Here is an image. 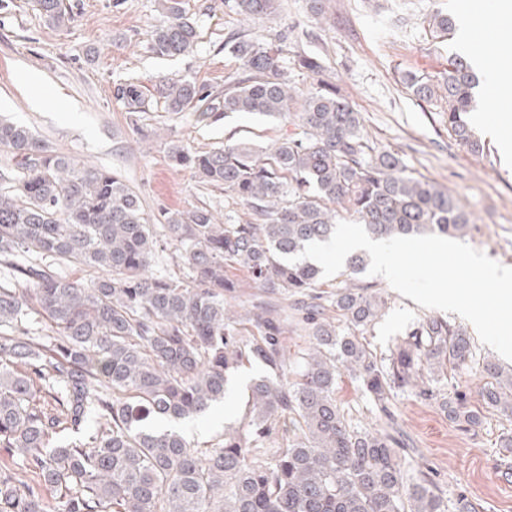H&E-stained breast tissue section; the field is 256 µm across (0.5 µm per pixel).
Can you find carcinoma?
<instances>
[{"mask_svg": "<svg viewBox=\"0 0 512 512\" xmlns=\"http://www.w3.org/2000/svg\"><path fill=\"white\" fill-rule=\"evenodd\" d=\"M45 21L67 26L63 0H35ZM248 18L269 19L278 0H235ZM168 23L154 30L159 57L193 50L194 22L183 0H162ZM436 38L453 34L452 16L434 12ZM284 40L260 44L231 35L225 47L248 75L214 95L186 79L162 77L154 91L169 112L202 118L288 117L300 132L263 150L251 143L212 151L169 147L174 165L247 206L253 221L220 224L210 209L163 214L154 231L140 196L108 168H91L49 150L29 128L0 121V512H445L427 477L407 473L403 441L353 423L336 399L345 369L376 410L394 420L397 388L437 400L466 428L490 416L512 418V371L476 360L467 331L444 318L418 319L386 355L363 342L387 300L353 278L365 266L347 259L345 279L323 298L319 269L291 263L306 244L330 238L349 215L375 240L435 233L468 236L472 221L447 191L408 170L395 152L370 145L360 113L323 80L303 91L279 70ZM295 64L323 71L307 53ZM403 83L420 101L439 102L448 132L471 152L484 150L466 115L479 78L455 54L430 76ZM114 96L129 112L148 104L125 81ZM177 246L190 281L150 272L159 238ZM68 262L100 275H60ZM243 273L238 279L228 275ZM259 288L251 311L231 309L224 293ZM302 313L309 347L288 360L285 302ZM52 336L32 332L30 314ZM269 371L252 381L239 422L199 451L167 424L224 400L229 375L245 362ZM477 364L480 403L444 392L448 370ZM288 429L285 443L269 438Z\"/></svg>", "mask_w": 512, "mask_h": 512, "instance_id": "obj_1", "label": "carcinoma"}]
</instances>
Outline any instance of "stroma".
Here are the masks:
<instances>
[{"instance_id":"1","label":"stroma","mask_w":512,"mask_h":512,"mask_svg":"<svg viewBox=\"0 0 512 512\" xmlns=\"http://www.w3.org/2000/svg\"><path fill=\"white\" fill-rule=\"evenodd\" d=\"M72 19L64 29L49 26L32 0H0V119L31 128L51 150L93 167L121 174L141 197L154 220L164 212L210 207L217 218H248L246 208L223 188L201 183L193 172L171 165L167 149L176 142L198 151L248 140L267 147L294 135L285 119L240 115L199 120L197 112L165 111L151 97L145 112L130 118L113 96L115 84L131 80L152 88L156 77L194 81L213 93L244 75V66L224 48L228 36L247 27L261 43L283 41L280 73L290 83L310 88L311 77L294 63L299 52L318 55L325 74L360 112L373 146L398 153L414 176L437 183L470 213L467 244L497 262L512 266V154L501 139L512 140V101L476 97V110L496 113L500 126L479 130L482 154L471 153L448 132L443 104L416 100L403 74L431 75L457 54L456 40L431 38L433 12L458 14L461 4L493 14L498 0H325L317 18L309 0H280L273 18L244 24L232 0H183L195 23L193 52L159 57L149 50L154 30L167 17L158 0H64ZM40 77L26 83L27 74ZM388 299L384 317L365 341L387 354L426 314L380 276L357 275ZM265 372L242 366L230 379V394L205 414L187 420L182 430L193 446L209 447L226 425L237 423L251 381ZM341 406L363 426L394 427L406 439L409 474L424 473L437 487L446 512H457L467 498L478 512H512V456L500 446L512 420L492 416L478 428L461 430L438 402L409 388L396 390L393 418L374 409L359 382L342 373L336 390Z\"/></svg>"}]
</instances>
